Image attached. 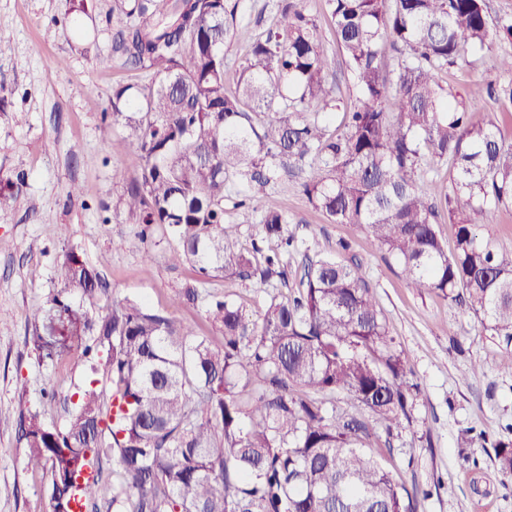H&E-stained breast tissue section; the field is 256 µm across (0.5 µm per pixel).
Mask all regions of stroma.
<instances>
[{
    "label": "stroma",
    "instance_id": "35a3bbf8",
    "mask_svg": "<svg viewBox=\"0 0 512 512\" xmlns=\"http://www.w3.org/2000/svg\"><path fill=\"white\" fill-rule=\"evenodd\" d=\"M294 2L317 21L322 46L335 57L328 84L339 108L319 123L341 135L344 113L359 95L325 0ZM114 5L88 0L86 13L75 14L72 0H0V187L17 172L26 175L16 204L0 212V512H51L50 472L27 467L21 422L35 418L65 428L88 384L109 392L81 350L48 358L26 342L32 309L49 306L61 291L55 270L69 250L103 265L105 295L87 302L80 292L70 294L92 315L105 314L108 295L116 293L167 310L214 345L223 341L202 307L174 304L176 291L195 273L169 262L172 240L158 235L142 242L136 217L118 207L125 188L140 179L142 161L134 149L116 148L128 129L112 118L113 93L147 86L151 76L114 51ZM510 53L512 42L493 37L488 47L465 51L438 73L457 99L475 102L474 122L495 124L508 144L512 113L482 92L488 82L512 79L499 66ZM18 112L24 115L19 123ZM300 183L283 178L267 199L286 213L285 232L297 244L287 282L227 277L206 283L205 291L255 314L272 296L297 291L305 257L336 253L360 264L422 389L410 423L390 435L377 433L372 447L383 451L396 480L417 489L414 512H512V478L501 476L492 461L493 442L512 433V375L499 368L505 342L454 302L410 288L394 258L357 229L330 223ZM73 185L79 194L71 198ZM33 267L38 277H29ZM467 427L476 438L462 451L456 437Z\"/></svg>",
    "mask_w": 512,
    "mask_h": 512
}]
</instances>
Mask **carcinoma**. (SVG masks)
<instances>
[{"label":"carcinoma","mask_w":512,"mask_h":512,"mask_svg":"<svg viewBox=\"0 0 512 512\" xmlns=\"http://www.w3.org/2000/svg\"><path fill=\"white\" fill-rule=\"evenodd\" d=\"M114 50L152 74L136 95L115 91L112 118L143 161L124 204L139 236L174 240L173 264L198 275L176 294L204 303L222 346L191 333L167 311L112 296L97 319L71 301L93 298L100 268L74 249L58 268L64 293L52 312L33 311L31 342L46 336L103 361L109 401L88 386L62 430L32 419L22 426L27 466L50 467L57 508L82 501L97 508L101 471L68 489L70 472L112 454L115 512H413L418 490L396 481L368 447L410 419L420 394L407 381L404 353L390 335L359 264L333 255L304 266L301 288L273 297L257 315L200 286L224 276L286 281L283 236L288 217L261 210L262 252L245 250L238 227L224 221V191L239 181L237 207L266 195L291 168L304 173L309 203L333 224H348L397 259L407 284L465 307L485 331L512 344V250L479 232L492 212L512 204V145L493 124L472 121L436 72L489 36L487 0H325L360 105L344 114L345 133L328 136L314 120L338 108L326 77L335 58L322 48L305 11L278 0L274 24L255 35L243 0H116ZM402 47L397 68L380 60L385 39ZM249 50L237 92L225 90L229 44ZM486 94L512 104V82ZM392 100L394 111L382 103ZM268 119L255 125L253 115ZM449 160L451 193L430 194L427 174ZM22 174L0 189L12 208ZM455 226V248L441 240L442 218ZM342 395L347 408L328 407ZM498 472L512 478V439L494 444Z\"/></svg>","instance_id":"cac0c4a2"}]
</instances>
